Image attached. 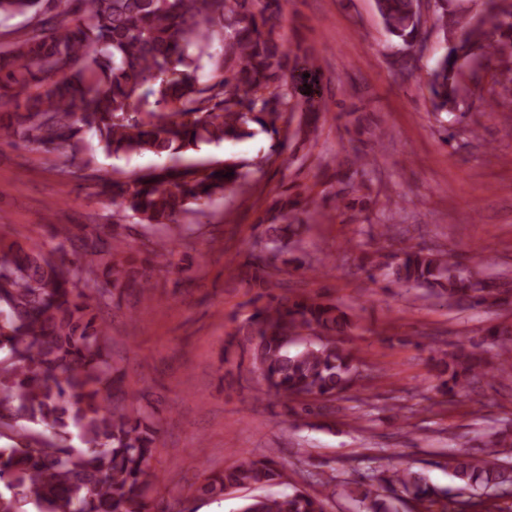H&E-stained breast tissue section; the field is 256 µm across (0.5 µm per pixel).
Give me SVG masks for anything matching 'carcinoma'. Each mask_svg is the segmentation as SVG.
Instances as JSON below:
<instances>
[{
    "mask_svg": "<svg viewBox=\"0 0 512 512\" xmlns=\"http://www.w3.org/2000/svg\"><path fill=\"white\" fill-rule=\"evenodd\" d=\"M431 14L444 53L428 73L434 112L453 115L466 105L464 77L472 90L481 78L477 61L497 77L489 106L512 98V0H496L494 16L480 22L463 0H438ZM387 34L397 42L391 66L403 79L415 66L421 15L415 0H376ZM33 14L35 23L14 44L0 48V112L3 128L21 141L57 149L80 148L82 134L96 137L108 156L152 154L173 158L202 144L240 141L254 126L279 138L277 155L302 137L312 143L319 116L330 111L322 96L296 97L297 61L276 28L280 0H0V16ZM210 69L207 79L199 72ZM304 114L290 131L288 113ZM354 133L350 158L333 168L322 201L370 212L375 169L371 141L379 123L344 113ZM247 164L228 159L221 169L163 165L124 181L102 178L116 213L157 230L152 251L174 240L160 234L190 213L240 186ZM233 173L227 178L225 174ZM311 211L300 196L277 197L259 220L263 246L238 262L240 283L252 293L251 312L232 318L224 341L248 357L268 390L286 402L289 416H320V399H331L365 379L343 338L358 329L342 305L291 289L284 276L303 267L295 256L298 228ZM112 225L106 239L79 236L52 226L50 250L0 245V512H153L151 495L161 483L151 467L161 436L160 419L146 406H124L125 373L112 361L109 324L101 317L116 294L152 288L150 262L128 248ZM368 276L385 269L407 290L425 288L449 305L489 310L503 303L512 277H485L478 266L448 253L403 245L394 254L366 255ZM486 339L512 351V330L497 324ZM439 390L456 396L486 375L479 343L436 349ZM461 489L512 485V460L497 463L466 454L448 462ZM282 471L272 455L243 458L203 475L200 498H216L254 485L277 483ZM313 495L294 487L281 497H253L243 512H326L331 480ZM350 497L366 512H396L407 498L419 512H457L421 477L379 471L348 483Z\"/></svg>",
    "mask_w": 512,
    "mask_h": 512,
    "instance_id": "1",
    "label": "carcinoma"
}]
</instances>
